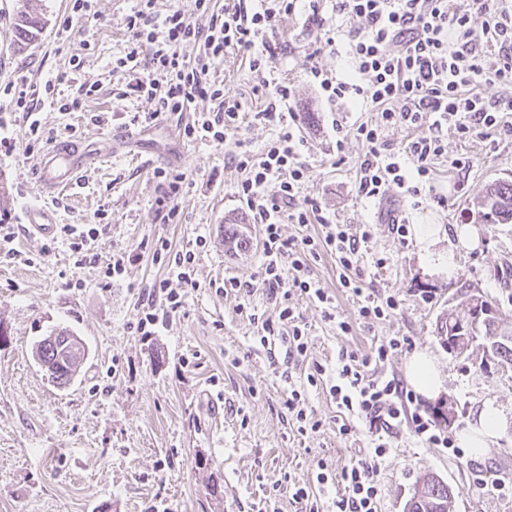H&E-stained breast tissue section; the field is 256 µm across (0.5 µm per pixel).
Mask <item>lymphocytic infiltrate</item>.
I'll list each match as a JSON object with an SVG mask.
<instances>
[{"instance_id":"obj_1","label":"lymphocytic infiltrate","mask_w":512,"mask_h":512,"mask_svg":"<svg viewBox=\"0 0 512 512\" xmlns=\"http://www.w3.org/2000/svg\"><path fill=\"white\" fill-rule=\"evenodd\" d=\"M196 5L207 16V24L191 22L177 10L157 16L153 0H139L138 9L127 18L137 45L151 48L147 68L166 74L165 88L137 76L139 62L133 51L113 62L112 72L135 74L132 89L149 103L150 121L163 113L184 112L198 99L212 101L213 109L185 124L183 134L189 140L220 143L238 129L244 106L211 80L210 68L231 49L248 56L258 88L267 92L254 117L279 128L276 141L260 157L245 153L234 158L244 174L237 196L263 231L259 280L280 302L277 320L255 312L250 319L260 344L286 335L285 356L299 361L307 357L311 339L289 303L291 296H306L325 318L336 320L335 298L320 287L311 269L321 254L335 258L339 285L357 298L364 327L373 328L400 306L395 295L364 285L363 248L371 237L369 225L351 231L348 225L335 223L317 199L301 196L310 167L301 159L304 142L285 113L292 90L284 83L270 84L266 76L274 58L266 35L280 15L302 11L305 25L325 32L327 19L319 0H258L251 12L238 0H226L218 12L212 0H196ZM335 10L355 23L350 76L323 70L308 56L301 66L326 104L349 101L374 114L353 130L365 146L356 168L359 196L379 201L393 186L406 196L420 195L434 161L447 152L449 135L463 141L512 136V122L505 119L512 112V0H463L453 10L448 0H336ZM478 16L483 19L479 25L474 22ZM397 126L423 127L427 133L393 152L386 133ZM311 222L320 224V236L295 241L282 235L285 224ZM194 262V250L175 253L167 278L154 284L131 324L136 335H157V299H164L167 312L183 308L182 289L196 285ZM400 345L395 336L367 353L339 350L334 369L312 363L305 384L288 389L286 405L298 435L317 433L322 426L307 406L308 391L317 386L326 388L338 409L340 435L351 432L350 417L367 426L369 451L342 467L343 492L333 500L330 512H379L377 463L388 454V439L400 426H408L427 444L450 449L453 456L461 454L434 420L422 415L412 390L386 374L385 364Z\"/></svg>"}]
</instances>
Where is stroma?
Here are the masks:
<instances>
[{
  "label": "stroma",
  "instance_id": "obj_1",
  "mask_svg": "<svg viewBox=\"0 0 512 512\" xmlns=\"http://www.w3.org/2000/svg\"><path fill=\"white\" fill-rule=\"evenodd\" d=\"M69 5V0H41L46 25L21 47L13 22L22 0H0V86L41 81L68 70L70 59L77 58L83 63L80 80L98 87L83 111L64 112L60 106L70 98L71 86L57 84L38 108L43 140L30 153L22 113L0 112L16 142L12 151L0 150V185L7 195L0 202V222L14 232L12 241L0 239V512H296L276 483L288 477L312 480L322 463L340 471L366 448L368 438L356 419L350 435H339L336 405L322 389L309 394L320 430L294 435L285 408L289 381H303L309 362L331 369L340 349L366 352L393 336L408 343L389 358L387 373L404 376L414 349L435 357L445 390L426 407L445 434L457 437L486 405L502 409L509 424L495 444L459 458L400 427L378 465L380 512H403L428 475L453 488L454 512H512V365L483 366L456 356L437 336L439 321L456 305V290L464 283L496 297L501 317L512 323V224H478L473 216L488 184L512 180V138L449 137V157H468L470 165L459 172L437 164L420 200L395 187L380 203L358 196L355 166L363 146L352 137L338 140L334 124L361 122L369 114L330 110L299 65L310 54L324 69L345 71L353 23L336 20L333 52L319 32L304 26L303 15L278 19L267 34L275 52L272 76L292 85L296 116H316L314 124L299 126L311 166L302 193L318 199L337 223L370 225L366 284L401 301L387 320L364 328L356 299L338 285L334 259L322 255L312 271L320 286L335 294L336 319L326 320L308 298L292 296L311 347L306 362L290 365L282 343L268 352L254 348L250 309L271 317L278 309L257 284L262 229L236 195L241 174L231 162L238 149L261 152L276 140L278 126L248 120L220 144L183 138L184 124L211 109L207 100L195 101L182 115L141 122L148 104L128 91L126 80L110 74L113 60L132 48L126 22L137 0H95L92 16L73 21L62 35L58 27ZM210 77L241 98L247 111L259 110L254 74L240 53H226ZM99 114L106 115V123L92 124L91 116ZM93 135L100 162L69 188L41 198L35 190L38 157L51 145L77 144ZM158 168L184 179L179 213L170 221L157 206L167 188L153 175ZM43 205L56 229L49 237L29 238L25 213ZM388 210L406 219V237L387 224ZM228 219L239 222L250 240L247 249L225 247ZM421 224H439L449 232L475 226L478 244L455 249L452 273L434 272L415 245ZM68 225L97 229L89 246L98 264L77 265L64 231ZM200 235L209 243L201 251L195 248ZM161 238L172 251L196 250L198 286L184 289L183 308L167 318L157 336L145 339L130 324L141 300L167 275L166 259L154 254ZM116 254L125 255V271L109 281L102 266ZM227 277L252 283L251 292L217 293L216 284ZM339 319L351 324L350 334L337 331ZM55 328L70 330L88 348L79 377L64 389L48 382L33 357L36 342ZM447 406L453 419L438 415ZM216 483L223 494H213Z\"/></svg>",
  "mask_w": 512,
  "mask_h": 512
}]
</instances>
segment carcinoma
<instances>
[{
    "label": "carcinoma",
    "instance_id": "obj_1",
    "mask_svg": "<svg viewBox=\"0 0 512 512\" xmlns=\"http://www.w3.org/2000/svg\"><path fill=\"white\" fill-rule=\"evenodd\" d=\"M40 0H23L22 9L17 13L14 22L16 41L30 43L43 29L45 21L40 12ZM475 220L486 224L512 223V181L497 180L487 188L479 209L475 212ZM460 301L448 310V315L440 322L437 334L448 352L455 353L466 346L472 351L479 347L483 355L502 363L512 364V328L502 323L499 308L487 324L480 327L479 338L473 344H466L462 339L465 324L462 319L471 312V303L481 294L462 284L456 289ZM88 349L83 340L67 331L52 332L39 340L35 347V358L48 381L58 387H65L75 379ZM455 492L437 476L431 475L423 479L407 500L409 512H453Z\"/></svg>",
    "mask_w": 512,
    "mask_h": 512
}]
</instances>
